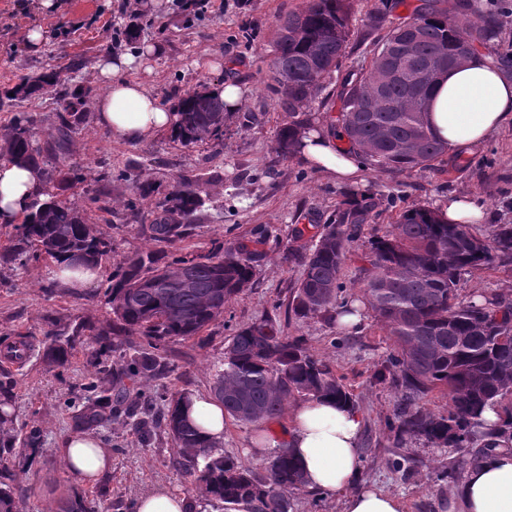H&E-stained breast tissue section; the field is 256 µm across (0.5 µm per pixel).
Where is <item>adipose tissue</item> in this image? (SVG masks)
<instances>
[{
	"label": "adipose tissue",
	"mask_w": 512,
	"mask_h": 512,
	"mask_svg": "<svg viewBox=\"0 0 512 512\" xmlns=\"http://www.w3.org/2000/svg\"><path fill=\"white\" fill-rule=\"evenodd\" d=\"M158 52L149 45L136 54H104L95 66L99 92L93 99L99 125L112 136L141 142L176 122L175 109L159 104L129 70L145 66ZM428 120L434 132L458 155L474 154L504 127L512 125V76L497 69L479 52L465 65L442 76L433 91ZM300 162L349 180L359 155L342 143L341 135L319 127L303 135ZM43 176L31 165L0 163V224L19 223L30 204L44 198ZM186 416L208 440L224 439V409L214 399L190 395ZM363 421L356 409L330 399L313 398L289 411V422L277 439L254 438L251 448L261 454L271 448L290 449L312 491L343 494L344 512H404L398 496L360 484V445ZM483 452L468 466L453 493L458 512H512V444L483 437ZM59 455L67 475L76 483L112 466L109 452L85 434L63 440Z\"/></svg>",
	"instance_id": "obj_1"
}]
</instances>
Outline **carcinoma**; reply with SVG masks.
I'll return each mask as SVG.
<instances>
[{"instance_id":"1","label":"carcinoma","mask_w":512,"mask_h":512,"mask_svg":"<svg viewBox=\"0 0 512 512\" xmlns=\"http://www.w3.org/2000/svg\"><path fill=\"white\" fill-rule=\"evenodd\" d=\"M354 4L355 0H307L277 27L269 87L288 112L274 147L277 161L293 157L300 133L310 128L308 109L349 44ZM460 7V2L419 0L409 15L371 42L368 63L344 77L338 115L331 126L342 130L350 147L373 168L409 174L447 153L448 144L425 120L439 78L430 65L440 63L445 73L462 67L476 45L500 25L495 14L471 24L458 16ZM406 54L411 57V70L380 84L384 69L397 68ZM59 84L53 72L25 78L13 94L0 97V109ZM60 94L74 102L68 111L57 113L53 159L40 158L35 142L42 118L33 112L15 113L11 132L0 145L1 162L38 167L45 184L59 191L82 180L76 170L61 168L62 155L70 134L90 118L76 105L85 91L64 88ZM229 116L224 100L207 89L188 92L179 101L171 139L184 146L209 142L219 148ZM138 190L142 196H154V206L145 213L129 201L130 219L154 248L125 259L107 277L105 297L112 326L98 329L82 321L72 335L55 337L44 353L48 365L65 366L84 335L107 348L116 339L138 336L156 350L199 338L252 280L261 258L256 252L244 259L239 247L216 245L204 254L168 253L169 245L192 233L205 204L200 179L181 176L167 191L143 184ZM46 195L47 199L32 202L22 222L6 232L0 265L29 260L100 265L112 252V244L97 234L87 210L96 208L106 222L112 214L107 201L95 194L80 206L59 192ZM383 207L381 194L367 191L348 197L323 225L314 245L288 247L284 260L303 269L288 312L325 318L356 312L339 302L343 267L351 243ZM509 257L512 224H495L489 235L478 237L470 225L448 224L425 207L403 211L391 231L371 241L367 266L362 268V302L394 345L380 370L400 395L388 421L393 447L418 440L435 448H468L484 426L481 416L488 407L496 409L500 423L487 435L512 440V298L494 295L464 302L456 294L461 273ZM160 368L158 356L139 353L121 372L94 382L92 388L99 395L74 416L75 426L99 427L123 415L135 419V430L147 437L156 419L129 401L126 382ZM213 391L227 417L252 428L280 417L290 399L323 397L354 405L332 366L311 355L301 338L275 328L270 320L242 325L230 336ZM434 393L448 398L446 411L435 413L424 407L423 401ZM187 399L186 392L164 399L162 422L177 448L178 464L209 501L222 505L248 501L253 512H290L286 492L305 488V481L288 449H276L258 472L201 436L184 415ZM11 402V389L0 385V512H22L26 499V489L13 483L10 468L16 429L13 414L4 407ZM60 512H100V505L94 498H79Z\"/></svg>"}]
</instances>
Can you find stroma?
<instances>
[{
	"label": "stroma",
	"mask_w": 512,
	"mask_h": 512,
	"mask_svg": "<svg viewBox=\"0 0 512 512\" xmlns=\"http://www.w3.org/2000/svg\"><path fill=\"white\" fill-rule=\"evenodd\" d=\"M145 0H0V91L12 89L22 78L57 71L69 87L96 88L95 65L105 52L134 53L135 47L111 41L110 33L138 26L139 44H161L164 51L148 68L130 71V79L144 83L159 103L172 108L192 90L224 80L237 81L244 103L224 129V146L189 147L174 142L169 131L150 140L131 143L113 137L96 121L73 133L65 161L79 169L82 181L72 192L83 200L88 191L109 188L113 220L96 222L98 234L112 243L102 261L98 281L80 290L62 287L51 275L49 262L0 266V348L17 333L30 336L23 362L0 363V382L12 388L18 441L13 473L27 489L24 512H59L63 502L83 492L99 500L105 512H135L139 496L155 486L188 494L193 512H215L203 490L192 484L177 464L171 436L157 429L149 441H140L131 424L116 420L91 429L90 435L112 457L110 470L91 484L74 485L57 453L60 442L74 434L73 417L90 398V384L98 369L119 371L133 351H146L142 341L122 343L99 352L98 367L86 363L94 343L77 346L68 364L48 367L44 351L51 332L68 333L88 320L108 327L112 314L104 302L103 280L125 258L149 248L136 225L122 216L133 198L134 181L170 188L181 176L206 181L208 200L192 235L172 245L174 254L203 253L212 245H239L259 251L262 258L249 286L224 307V316L202 337L179 341L161 350L168 365L161 374L142 375L132 393L168 396L177 392L211 394L215 374L224 362V342L246 323L266 319L289 335L302 337L309 352L334 366L350 391L364 430L361 442L363 481L402 499L405 512H450L448 493L465 472L463 452L431 448L420 443L393 447L388 422L399 396L387 383L377 382L375 371L392 350L389 336L372 312H364L357 328L339 329L335 320L289 316L288 302L302 268L284 262L295 230L302 244H315L341 199L372 190L392 197L394 205L365 226L352 243L342 271L346 296L360 293L363 256L373 236L391 228L396 212L432 207L438 199L468 196L482 204L484 223L473 225L478 234L491 225L512 224V128L503 130L472 156L443 155L434 166L409 174L362 167L361 178L344 182L297 159L275 163L273 148L279 128L287 122L269 87L274 31L280 18L299 10L304 0H223V11L189 15L166 0L161 11L144 7ZM381 0H357L351 17V39L340 68L312 103L321 124H329L339 107L338 94L346 73L361 64L370 45L366 24ZM41 30L44 40L30 50L25 36ZM250 40H242V32ZM512 294V260H494L488 267L462 274L459 299L479 295ZM38 431L40 441L25 439Z\"/></svg>",
	"instance_id": "35a3bbf8"
}]
</instances>
